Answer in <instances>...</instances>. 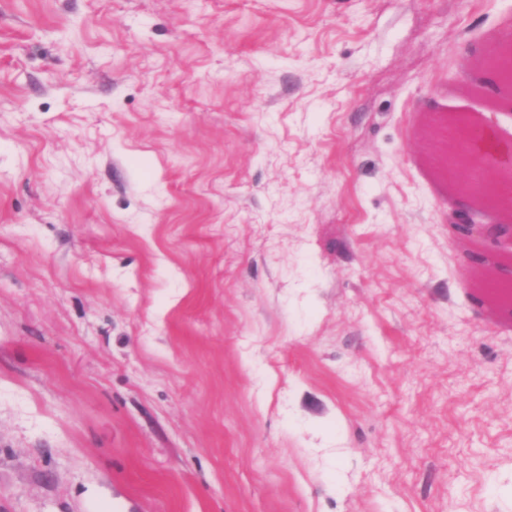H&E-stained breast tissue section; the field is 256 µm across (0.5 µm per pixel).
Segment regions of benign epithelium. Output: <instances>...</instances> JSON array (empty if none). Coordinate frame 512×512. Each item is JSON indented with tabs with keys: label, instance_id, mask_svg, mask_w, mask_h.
Returning <instances> with one entry per match:
<instances>
[{
	"label": "benign epithelium",
	"instance_id": "1",
	"mask_svg": "<svg viewBox=\"0 0 512 512\" xmlns=\"http://www.w3.org/2000/svg\"><path fill=\"white\" fill-rule=\"evenodd\" d=\"M496 62L502 81L512 86V47L507 53L491 52L483 59V66ZM433 139L439 144V156L451 159L460 168L457 180L452 184L454 193L471 200L465 208L454 211V228L463 238H490L494 241L502 237L509 239V255L512 256V225L500 224L498 230L486 222V210L492 201L499 198V181L496 174L512 173V154L503 155L499 147L512 148V139L503 137L496 125H482L471 128L461 118L444 121L435 127Z\"/></svg>",
	"mask_w": 512,
	"mask_h": 512
}]
</instances>
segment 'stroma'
<instances>
[{
	"label": "stroma",
	"mask_w": 512,
	"mask_h": 512,
	"mask_svg": "<svg viewBox=\"0 0 512 512\" xmlns=\"http://www.w3.org/2000/svg\"><path fill=\"white\" fill-rule=\"evenodd\" d=\"M512 0H0V512H512V258L425 130Z\"/></svg>",
	"instance_id": "obj_1"
}]
</instances>
